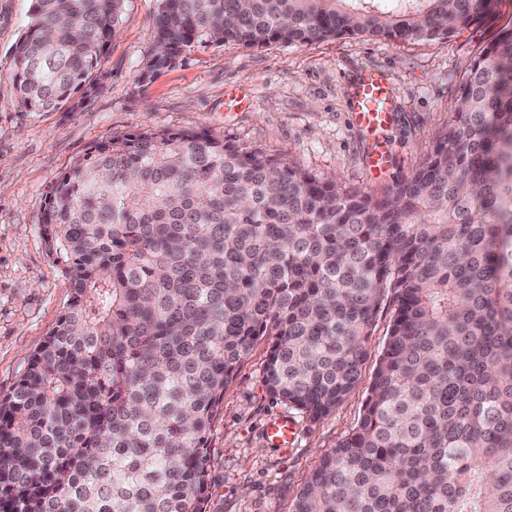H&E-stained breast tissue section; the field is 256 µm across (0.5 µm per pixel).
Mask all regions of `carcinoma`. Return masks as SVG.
<instances>
[{"label":"carcinoma","instance_id":"carcinoma-1","mask_svg":"<svg viewBox=\"0 0 512 512\" xmlns=\"http://www.w3.org/2000/svg\"><path fill=\"white\" fill-rule=\"evenodd\" d=\"M123 0H33L26 112L87 104ZM492 0H159L143 78L186 52L447 39ZM72 296L0 397V512H205L206 434L269 339L267 392L317 420L389 337L357 427L295 512H512V31L425 165L376 197L209 131L94 143L46 197Z\"/></svg>","mask_w":512,"mask_h":512}]
</instances>
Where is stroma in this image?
<instances>
[{
	"mask_svg": "<svg viewBox=\"0 0 512 512\" xmlns=\"http://www.w3.org/2000/svg\"><path fill=\"white\" fill-rule=\"evenodd\" d=\"M31 0H0V396L43 344L71 296L41 230L46 195L87 150L141 129L208 130L260 148L342 188L383 195L425 164L455 109L464 74L501 29L512 0H493L479 23L441 40L393 42L343 37L299 47H198L142 80L158 0H124L120 25L96 76L94 99L69 112H26L10 78L11 50L24 33ZM380 70L393 93L391 121L360 128L349 90L362 70ZM247 96L237 111L227 93ZM386 154L373 170V152ZM394 302L384 298L355 389L313 422L273 399L263 383L266 343L238 363L207 434L211 487L205 512H293L323 456L356 426L387 338ZM297 426L290 448L270 444L269 421Z\"/></svg>",
	"mask_w": 512,
	"mask_h": 512,
	"instance_id": "35a3bbf8",
	"label": "stroma"
}]
</instances>
